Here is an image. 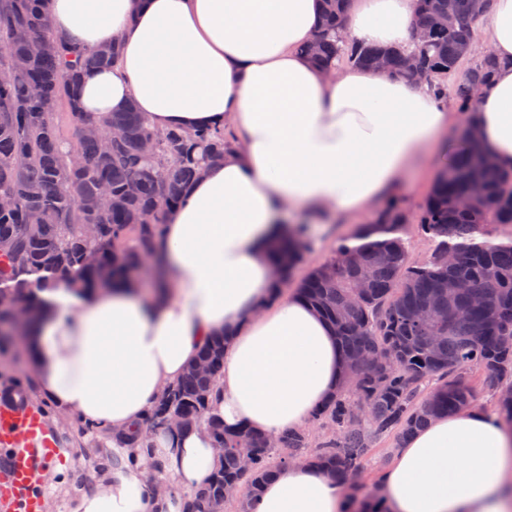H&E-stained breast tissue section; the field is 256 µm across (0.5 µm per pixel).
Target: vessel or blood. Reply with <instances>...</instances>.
Wrapping results in <instances>:
<instances>
[{"label": "vessel or blood", "instance_id": "1", "mask_svg": "<svg viewBox=\"0 0 512 512\" xmlns=\"http://www.w3.org/2000/svg\"><path fill=\"white\" fill-rule=\"evenodd\" d=\"M0 448L9 457L0 470V512H45L37 486L40 470L61 453L60 440L32 406H0Z\"/></svg>", "mask_w": 512, "mask_h": 512}]
</instances>
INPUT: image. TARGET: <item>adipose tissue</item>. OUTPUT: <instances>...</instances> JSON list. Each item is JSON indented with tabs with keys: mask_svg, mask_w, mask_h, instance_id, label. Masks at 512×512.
Instances as JSON below:
<instances>
[{
	"mask_svg": "<svg viewBox=\"0 0 512 512\" xmlns=\"http://www.w3.org/2000/svg\"><path fill=\"white\" fill-rule=\"evenodd\" d=\"M54 36L93 51L116 44L112 66L88 71L81 111L103 120L135 104L154 130L228 126L235 148L171 209L157 252L162 278L43 292L27 347L44 396L115 431L144 422L201 348L228 333L210 416L267 435L309 424L341 386L343 354L305 300L273 296L270 250L285 234L316 245L328 213L357 217L392 195L407 167L432 156L451 127L473 126L497 167L512 170V0H491L483 47L501 67L456 112L427 85L358 67L325 75L302 48L322 0H46ZM413 0H350L347 37L383 46L412 40ZM142 453L112 442V466L72 512H185L219 458L207 425L161 427ZM177 482L153 495L148 462ZM389 512H512V427L479 406L409 436L382 474ZM343 484L297 463L267 482L254 512H344Z\"/></svg>",
	"mask_w": 512,
	"mask_h": 512,
	"instance_id": "ef3b65f1",
	"label": "adipose tissue"
}]
</instances>
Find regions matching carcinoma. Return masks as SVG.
Returning a JSON list of instances; mask_svg holds the SVG:
<instances>
[{
  "instance_id": "obj_1",
  "label": "carcinoma",
  "mask_w": 512,
  "mask_h": 512,
  "mask_svg": "<svg viewBox=\"0 0 512 512\" xmlns=\"http://www.w3.org/2000/svg\"><path fill=\"white\" fill-rule=\"evenodd\" d=\"M349 0H324L322 28L305 48L313 62L334 68L342 62L372 71L386 61V72L411 82L427 83L436 96L447 95L448 77L470 55L475 31L486 17L490 0H414L412 24L430 34L421 47L429 74L418 77L406 66L415 47H383L338 37ZM453 14L451 30L438 26L443 14ZM41 38L46 51L33 56L29 39ZM0 68L18 76L0 86V193L16 205L0 210V283L24 296L29 320L13 324L0 311V353L13 348L11 337L24 336L42 307L36 289L65 282L73 288H107L132 280V270L152 255L155 238L171 208L178 204L201 169L224 159L232 145L222 130L183 134L150 129L132 106L114 112L105 130L119 129L123 138L106 150L94 138H76L78 160L62 150L63 139L54 114L40 110L43 93L67 102L75 127L96 119L80 112L77 90L85 69L112 63L116 50L84 54L53 36L44 0H0ZM491 56L468 69L457 85L460 110L472 111L473 89L495 70ZM144 139L155 143L154 155L141 152ZM25 157L18 167L13 159ZM476 133L468 128L452 163L437 177L420 214L410 217L397 198L385 202L371 223L358 226L336 249L334 257L314 268L296 285V294L333 326L341 343L344 372L341 389L314 416L321 436L313 440L303 430L280 435L276 464L267 436L249 428L227 430L224 422L207 417L208 405L224 364L226 335L214 336L199 360L212 370L190 367L157 402L149 418L122 436L134 447L146 444L148 433L166 416L176 415L180 430L205 421L217 444L224 447L222 466L206 489L194 496L191 512L214 504L224 509L225 487L243 491L242 512H251L264 485L296 458L340 480L354 481L362 461L382 436L399 431L404 440L428 421L466 409L476 393L465 369L484 370L488 386L498 392V409L512 421V240L496 243L498 231L512 228V171L484 162ZM474 183L485 188L465 208L457 206ZM134 191H129L130 187ZM102 188L113 203L97 208ZM416 220L435 248L420 262L411 260L399 229ZM89 224L102 227L95 241L85 238ZM460 254L448 263V246ZM309 246L292 237L281 239L272 263L282 270L273 288L290 282ZM356 256V264L345 256ZM470 279L484 303L453 283ZM366 288L353 300V286ZM28 392L22 381L0 386V403L24 405ZM253 465L242 467V456Z\"/></svg>"
}]
</instances>
